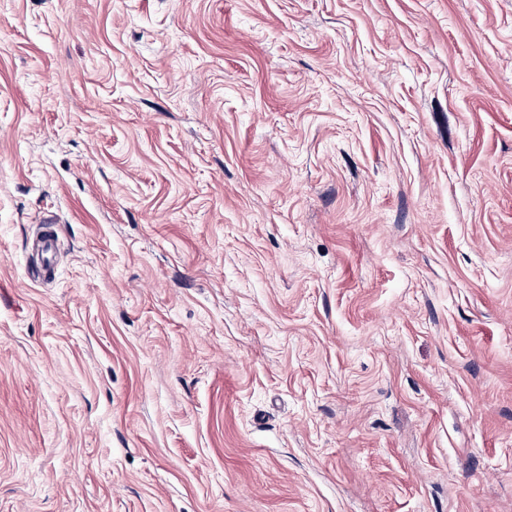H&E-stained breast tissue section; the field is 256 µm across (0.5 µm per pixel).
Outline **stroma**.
Here are the masks:
<instances>
[{
  "label": "stroma",
  "instance_id": "35a3bbf8",
  "mask_svg": "<svg viewBox=\"0 0 512 512\" xmlns=\"http://www.w3.org/2000/svg\"><path fill=\"white\" fill-rule=\"evenodd\" d=\"M0 512H512V0H0ZM41 251L43 255V265L38 267V272L41 276L46 277L51 269L48 259L52 257L53 253L58 248L59 237L51 224L44 226L43 234L40 237Z\"/></svg>",
  "mask_w": 512,
  "mask_h": 512
}]
</instances>
